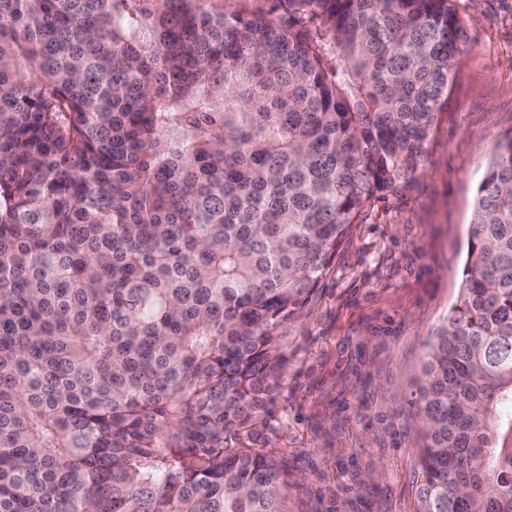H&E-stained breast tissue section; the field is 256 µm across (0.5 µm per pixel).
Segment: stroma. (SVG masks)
<instances>
[{
  "mask_svg": "<svg viewBox=\"0 0 512 512\" xmlns=\"http://www.w3.org/2000/svg\"><path fill=\"white\" fill-rule=\"evenodd\" d=\"M467 31L415 183L352 225L282 330L275 406L256 434L288 512H417L427 340L456 303L475 189L512 132V0H454Z\"/></svg>",
  "mask_w": 512,
  "mask_h": 512,
  "instance_id": "stroma-1",
  "label": "stroma"
}]
</instances>
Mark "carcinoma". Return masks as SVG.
Listing matches in <instances>:
<instances>
[{
  "label": "carcinoma",
  "mask_w": 512,
  "mask_h": 512,
  "mask_svg": "<svg viewBox=\"0 0 512 512\" xmlns=\"http://www.w3.org/2000/svg\"><path fill=\"white\" fill-rule=\"evenodd\" d=\"M453 0H0V512H286L279 330L406 189ZM418 512H512V134L429 342ZM272 2L265 0H224V11L227 13L244 12L268 17L267 12Z\"/></svg>",
  "instance_id": "1"
}]
</instances>
